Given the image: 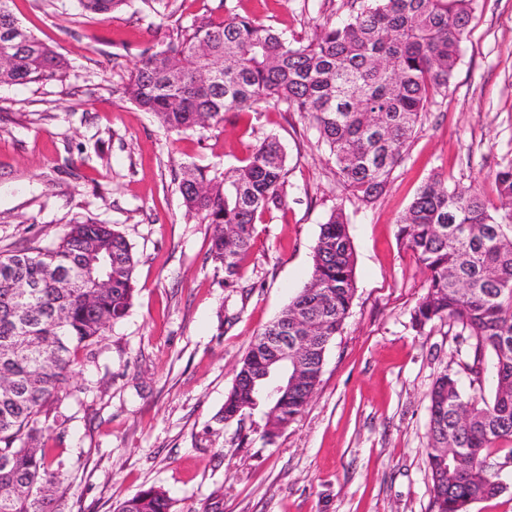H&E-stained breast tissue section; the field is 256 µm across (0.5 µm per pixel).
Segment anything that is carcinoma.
<instances>
[{
  "label": "carcinoma",
  "mask_w": 512,
  "mask_h": 512,
  "mask_svg": "<svg viewBox=\"0 0 512 512\" xmlns=\"http://www.w3.org/2000/svg\"><path fill=\"white\" fill-rule=\"evenodd\" d=\"M0 0L1 84L59 81L69 62L25 28ZM106 18L131 0H76ZM477 0H352L351 13L307 40L227 13L177 27L144 53L121 97L178 134L202 133L226 113L263 103L309 119L344 183L364 205L387 189L425 116L444 95ZM499 205L474 187H453L441 173L417 190L398 221V239L416 255L427 289L413 327L448 321L457 335V368L443 369L428 394L427 464L434 512H469L502 495L497 447L512 441V164L494 173ZM288 183L287 153L267 136L245 164L224 173L182 169L188 212L212 227L208 259L224 287L245 299L243 263L255 224L280 208ZM92 267L112 287L80 275ZM136 259L125 236L92 220L67 225L53 248L22 245L0 253V512H60L62 473L49 461L44 436L52 405L66 397L78 355L97 344L132 305ZM355 295L348 219L331 210L313 249L309 281L260 336L279 322L288 335L315 330L321 341L283 365L253 341L236 367L221 419L241 420L266 408V426L281 432L299 417L321 382L325 353L343 329ZM492 389L485 392L484 381ZM455 452L445 454L443 449ZM161 487L120 502L113 512H174Z\"/></svg>",
  "instance_id": "carcinoma-1"
}]
</instances>
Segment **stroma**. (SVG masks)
Returning <instances> with one entry per match:
<instances>
[{
    "label": "stroma",
    "instance_id": "obj_1",
    "mask_svg": "<svg viewBox=\"0 0 512 512\" xmlns=\"http://www.w3.org/2000/svg\"><path fill=\"white\" fill-rule=\"evenodd\" d=\"M11 9L70 70L61 82L0 84V252L55 246L66 225L92 219L123 233L137 260L133 304L83 357L46 443L67 475L63 512H112L152 486L178 512H195L217 488L220 512H432L427 393L456 358L457 330L413 328L427 281L397 220L437 172L497 205L492 175L512 161V0H479L447 96L429 104L367 206L301 113L262 103L177 135L113 92L177 23L229 11L307 38L345 18L347 0H173L164 20L140 0L105 20L80 15L74 0ZM269 134L287 151V196L255 226L242 302L208 261L211 229L187 213L178 183L187 165H242ZM337 206L354 247L353 304L310 405L270 444L263 409L227 423L224 398L254 337L309 280ZM223 308L238 316L225 331Z\"/></svg>",
    "mask_w": 512,
    "mask_h": 512
}]
</instances>
